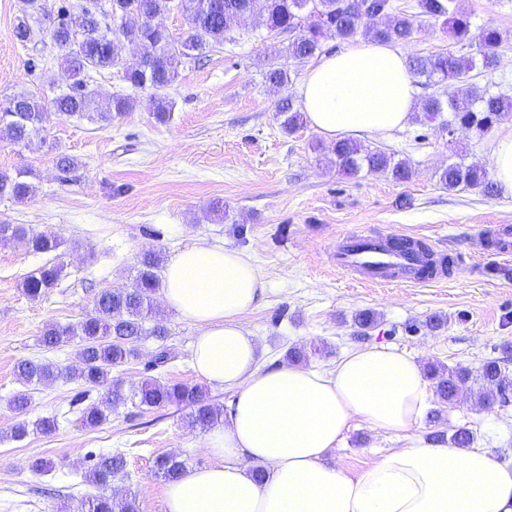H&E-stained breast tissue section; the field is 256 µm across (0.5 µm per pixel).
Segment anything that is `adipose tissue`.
Wrapping results in <instances>:
<instances>
[{"mask_svg": "<svg viewBox=\"0 0 512 512\" xmlns=\"http://www.w3.org/2000/svg\"><path fill=\"white\" fill-rule=\"evenodd\" d=\"M297 94L331 142L389 135L417 104L405 54L361 38L322 55ZM265 292L259 267L234 249L193 245L167 264L164 303L199 328L192 367L234 398L228 423L205 440L213 464L168 483L163 512H512V468L483 449L393 448L355 477L328 465L353 419L395 436L420 426L430 382L413 356L383 344L346 354L328 373L261 368L242 317ZM256 466L264 481L252 477Z\"/></svg>", "mask_w": 512, "mask_h": 512, "instance_id": "adipose-tissue-1", "label": "adipose tissue"}]
</instances>
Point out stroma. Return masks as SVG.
Returning a JSON list of instances; mask_svg holds the SVG:
<instances>
[{"mask_svg":"<svg viewBox=\"0 0 512 512\" xmlns=\"http://www.w3.org/2000/svg\"><path fill=\"white\" fill-rule=\"evenodd\" d=\"M31 19L32 36L13 35L22 0H0V95L29 92L52 98L64 88L60 52L51 39L52 20L61 0H40ZM473 30L495 28L502 35L496 67L474 70L469 82L489 93L512 95V0H459ZM236 39L214 47L201 63H185L166 88L172 105L167 122L149 108L150 90L131 89L110 71L93 74L89 86L99 95L133 94L137 107L111 127L77 117H60L42 132L41 144L24 148L0 137V170L34 172L38 190L21 203L0 201V224H22L57 234L61 247L36 253L24 244L0 243V512H53L63 501L92 494L82 478L91 454L121 451L126 467L118 486L136 494L142 512H163L165 481L153 460L176 454L188 468L209 465L205 432L189 429L184 409L170 405L142 409L127 403L105 424L88 429L80 415L100 402L99 391L80 381L57 380L49 386H22L14 367L35 359L72 367L71 346L41 345L46 324H73L89 312L98 292L130 285L142 251L161 250L164 258L191 245L222 246L243 252L266 280L262 303L242 322L258 342L264 366L283 364L288 348L317 346L309 367L329 371L347 352L383 344L412 354L421 365L441 363L478 368L496 358L512 373V263L507 274H466L428 286L366 287L338 270L329 252L341 234L402 231L424 239L446 257L475 254L493 267L500 260L491 248L472 244L481 224H511L512 197L455 191L440 185L438 171L452 162L491 163V144L512 123L503 115L487 134L409 123L390 138L361 139L407 160L411 181L401 184L380 173L340 175L322 136L311 127L284 134L275 114L277 101L295 96V85L274 88L263 73L270 45L277 38L253 20L235 31ZM76 159L69 172L56 166L58 155ZM221 201L229 216L207 215ZM46 265L61 269L55 288L30 300L21 282ZM155 319L167 329L165 340L141 341L138 356L114 369L125 390L138 386L158 345L172 358L153 375L163 383H199L191 366L198 328L164 303ZM377 313L379 325L361 334L352 317ZM440 316V329L426 328ZM27 390L25 413L9 402ZM56 417L59 426L45 435L30 432L20 441L8 432L18 422ZM458 426L475 434V447L512 465V402L482 406L464 396L442 407L439 422H425L408 436L373 432L352 422L328 462L356 476L392 448L424 442L436 431ZM50 461L49 474L31 471V459Z\"/></svg>","mask_w":512,"mask_h":512,"instance_id":"1","label":"stroma"}]
</instances>
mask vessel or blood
<instances>
[{"mask_svg": "<svg viewBox=\"0 0 512 512\" xmlns=\"http://www.w3.org/2000/svg\"><path fill=\"white\" fill-rule=\"evenodd\" d=\"M400 235L389 232L381 236L353 233L340 236L330 258L336 267L364 284L408 285L428 284L442 280L439 270L442 261L436 251L419 252L396 247ZM476 242L494 241L495 253L512 257V226L483 225L473 234Z\"/></svg>", "mask_w": 512, "mask_h": 512, "instance_id": "b4317fda", "label": "vessel or blood"}]
</instances>
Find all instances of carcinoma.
Instances as JSON below:
<instances>
[{
	"label": "carcinoma",
	"mask_w": 512,
	"mask_h": 512,
	"mask_svg": "<svg viewBox=\"0 0 512 512\" xmlns=\"http://www.w3.org/2000/svg\"><path fill=\"white\" fill-rule=\"evenodd\" d=\"M454 2L417 0V11L408 14L394 11L392 0H110L112 12L103 13L102 0H62L53 20L51 38L61 52L68 78L66 90L49 101L26 92L1 96L0 135L27 147L54 116H79L102 127L112 125V120L132 111L137 101L126 95L99 97L89 88L88 80L90 72L101 70L116 71L135 88L154 90L151 111L157 121L166 122L171 106L163 90L178 68L187 59L195 63L205 59L213 47L233 40L234 26L243 16L258 21L270 33L288 35V43L274 48L278 62L269 64L265 73L266 80L278 88L292 82L290 64H301L319 55L329 38L347 41L362 33L373 41L405 45L413 41L419 19L439 21L443 33L458 50L428 57L413 55L408 59V70L415 83L425 89L451 87L467 81L477 67L493 66L501 43V34L493 28L472 32L468 16ZM37 9V0H23L22 17L15 27L19 41L30 39L32 27L28 16ZM172 11L182 13L188 21L187 30L178 37L158 24L159 17ZM131 45L145 47V55L134 64L127 63L124 56L125 47ZM418 111L420 115L415 121L419 123L436 122L450 133L461 128L483 135L503 113L512 112V97L493 95L470 85L462 95L445 100L431 94L419 104ZM275 112L282 131L288 135L306 123L304 113L289 96L277 102ZM332 151L336 166L346 176L365 169L398 182L412 178L407 161L397 160L382 150L364 151L343 141L334 144ZM31 176L27 169L0 170V200L22 202L31 198L37 191ZM438 178L450 191L463 186L477 188L487 196L495 194L488 168L479 163H450L438 172ZM9 241H23L37 253L54 252L61 245L52 233L35 232L19 224H0V242ZM163 261L161 252L143 251L130 287L101 291L92 310L75 324L51 323L44 327L41 342L45 347L76 343L78 365L61 368L50 362L22 360L16 366L18 380L24 385H50L60 378L76 379L100 388L104 391V403L87 406L81 421L88 428L105 423L113 411L127 402L120 380L112 376L113 369L138 356V342L166 336L163 325L146 326L161 287L158 271ZM60 272L55 265L39 268L24 279L23 292L32 300L42 298L56 286ZM353 321L364 333L375 327L377 314L369 309L360 310ZM427 373L436 396L445 404L466 392L477 396L484 406L502 405L506 400L492 396L491 389L512 388V378L497 359L485 361L476 370L431 364ZM133 398L141 407L176 405L187 409L186 425L192 430L206 431L224 423L223 408L212 402L208 388L201 384H164L147 377ZM30 426L50 434L56 431L58 421L48 416L32 424L19 422L12 428L10 438L23 439ZM427 440L467 449L475 436L469 428L458 426L449 436L437 431ZM125 467L126 458L120 452L100 455L85 473L86 482L98 493L60 507L57 512H140L135 495L112 486L115 474ZM154 471L169 482L187 471V463L176 455L163 454L155 458Z\"/></svg>",
	"instance_id": "carcinoma-1"
}]
</instances>
